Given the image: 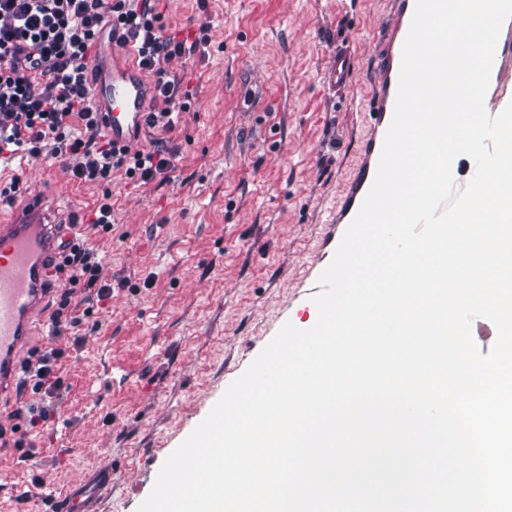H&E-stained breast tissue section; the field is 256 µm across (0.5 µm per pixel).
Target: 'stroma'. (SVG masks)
I'll list each match as a JSON object with an SVG mask.
<instances>
[{"label":"stroma","instance_id":"obj_1","mask_svg":"<svg viewBox=\"0 0 512 512\" xmlns=\"http://www.w3.org/2000/svg\"><path fill=\"white\" fill-rule=\"evenodd\" d=\"M168 29L193 43L174 71L188 109L166 140L170 182L112 175L123 240L102 245L110 329L83 327L65 362L68 390L34 433L36 462L0 449V512H33L31 491L68 492L112 471L101 512H137L165 459L284 323L315 324L318 277L332 262L336 212L371 134L374 47L390 0H158ZM208 39L199 42V26ZM356 57L336 91L328 57ZM49 196L57 223L101 195L65 169L0 161V178Z\"/></svg>","mask_w":512,"mask_h":512}]
</instances>
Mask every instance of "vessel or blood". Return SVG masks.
<instances>
[{"label": "vessel or blood", "instance_id": "1", "mask_svg": "<svg viewBox=\"0 0 512 512\" xmlns=\"http://www.w3.org/2000/svg\"><path fill=\"white\" fill-rule=\"evenodd\" d=\"M414 8L415 0H393L372 77L375 97L370 109V145L351 191L336 213L337 223H351L373 183L394 113L402 49ZM352 70L350 54L339 52L330 56L327 71L337 87L349 86ZM89 84L107 136L121 145L129 143L134 132L144 124L149 110L148 85L142 72L123 66L106 75L91 74ZM511 103L512 18L505 20L501 27L484 105L494 117ZM59 238L52 208L43 194H25L19 204L0 197V392L13 387L23 377L20 353L46 292L45 273L57 255ZM111 486V470H100L93 480L82 482L55 499L51 512H91L92 503Z\"/></svg>", "mask_w": 512, "mask_h": 512}]
</instances>
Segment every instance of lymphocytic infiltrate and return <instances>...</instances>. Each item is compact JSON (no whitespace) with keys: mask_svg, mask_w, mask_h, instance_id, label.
<instances>
[{"mask_svg":"<svg viewBox=\"0 0 512 512\" xmlns=\"http://www.w3.org/2000/svg\"><path fill=\"white\" fill-rule=\"evenodd\" d=\"M130 44L138 67L152 82L148 128L173 129V113L184 110L182 80L174 60L189 48L186 40L165 33L152 0H0V159L23 154L45 164L61 165L72 179L105 187L116 171L141 186L166 180L173 153L165 140L153 149L118 147L106 139L94 110L89 69L103 35ZM55 268L57 296L50 313L47 342L23 359L21 391L40 395L42 406L14 410V446L22 460L36 456L28 432L51 421L64 388L70 335L80 345L85 323L102 329L112 296L100 281L99 250L81 237L63 247Z\"/></svg>","mask_w":512,"mask_h":512,"instance_id":"obj_1","label":"lymphocytic infiltrate"}]
</instances>
